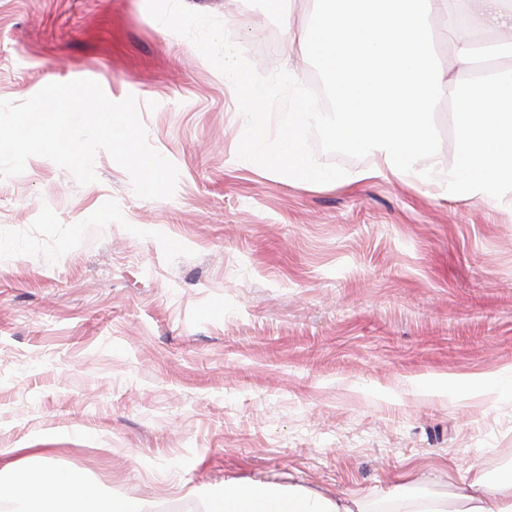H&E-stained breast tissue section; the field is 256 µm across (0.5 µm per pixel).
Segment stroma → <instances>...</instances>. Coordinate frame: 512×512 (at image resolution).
Here are the masks:
<instances>
[{
	"instance_id": "obj_1",
	"label": "stroma",
	"mask_w": 512,
	"mask_h": 512,
	"mask_svg": "<svg viewBox=\"0 0 512 512\" xmlns=\"http://www.w3.org/2000/svg\"><path fill=\"white\" fill-rule=\"evenodd\" d=\"M257 70L303 50L245 0H184ZM97 81L135 96L172 197L106 152L81 185L43 157L0 177V448L51 449L146 504L212 512L225 482L387 493L399 476L512 470V193L442 179L311 184L237 157L235 93L145 0H0V99ZM482 395H438V375Z\"/></svg>"
}]
</instances>
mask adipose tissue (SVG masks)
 <instances>
[{"instance_id": "ef3b65f1", "label": "adipose tissue", "mask_w": 512, "mask_h": 512, "mask_svg": "<svg viewBox=\"0 0 512 512\" xmlns=\"http://www.w3.org/2000/svg\"><path fill=\"white\" fill-rule=\"evenodd\" d=\"M211 496L218 512H512V474L492 483L474 473L448 497L429 494L418 483L409 494L398 486L382 504L370 495L335 499L300 485L260 482L228 483ZM0 501L9 502L12 512H137L83 475L48 463L36 471L12 470L0 480Z\"/></svg>"}]
</instances>
